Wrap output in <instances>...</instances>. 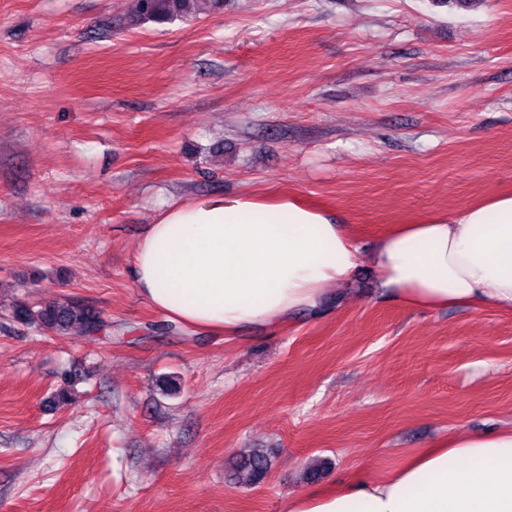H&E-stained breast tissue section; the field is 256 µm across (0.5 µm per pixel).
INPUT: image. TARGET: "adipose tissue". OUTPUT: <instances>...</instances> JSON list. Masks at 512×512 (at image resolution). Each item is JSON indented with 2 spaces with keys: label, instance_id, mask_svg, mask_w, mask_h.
<instances>
[{
  "label": "adipose tissue",
  "instance_id": "obj_1",
  "mask_svg": "<svg viewBox=\"0 0 512 512\" xmlns=\"http://www.w3.org/2000/svg\"><path fill=\"white\" fill-rule=\"evenodd\" d=\"M358 262L349 229L324 210L214 194L161 210L130 272L168 319L234 337L317 308L328 289L350 285ZM373 262L382 289L407 306L512 312V194L401 225L380 239ZM283 512H512V427L455 433L387 476L356 472L290 495Z\"/></svg>",
  "mask_w": 512,
  "mask_h": 512
}]
</instances>
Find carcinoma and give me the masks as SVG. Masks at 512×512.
I'll use <instances>...</instances> for the list:
<instances>
[{
	"mask_svg": "<svg viewBox=\"0 0 512 512\" xmlns=\"http://www.w3.org/2000/svg\"><path fill=\"white\" fill-rule=\"evenodd\" d=\"M224 8V0H138V13L153 22H173L199 17ZM13 318L41 331L65 334L75 329L85 336L112 335V323L99 313L69 303H53L38 308L18 307ZM238 483L257 485L268 477L270 465L266 453L252 448L239 455L233 464Z\"/></svg>",
	"mask_w": 512,
	"mask_h": 512,
	"instance_id": "obj_1",
	"label": "carcinoma"
}]
</instances>
